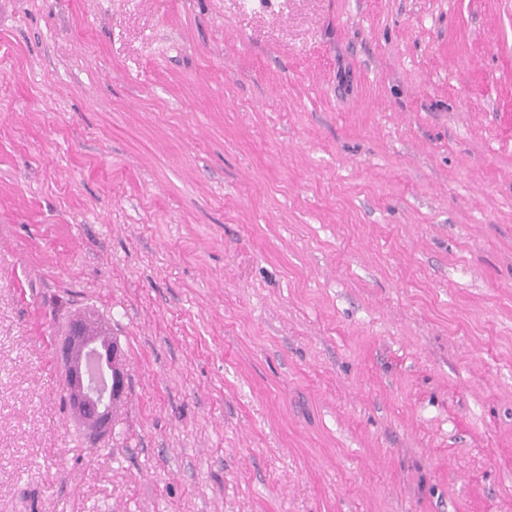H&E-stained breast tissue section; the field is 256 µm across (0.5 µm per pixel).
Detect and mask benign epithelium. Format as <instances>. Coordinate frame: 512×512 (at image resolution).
I'll return each instance as SVG.
<instances>
[{
    "label": "benign epithelium",
    "mask_w": 512,
    "mask_h": 512,
    "mask_svg": "<svg viewBox=\"0 0 512 512\" xmlns=\"http://www.w3.org/2000/svg\"><path fill=\"white\" fill-rule=\"evenodd\" d=\"M99 323L90 313L74 316L56 349L65 369L71 415L87 429L92 441L110 430L112 405L125 390L121 351Z\"/></svg>",
    "instance_id": "benign-epithelium-1"
}]
</instances>
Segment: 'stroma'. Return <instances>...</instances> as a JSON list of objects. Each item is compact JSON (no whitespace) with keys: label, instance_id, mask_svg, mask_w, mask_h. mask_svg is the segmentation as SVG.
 <instances>
[{"label":"stroma","instance_id":"stroma-1","mask_svg":"<svg viewBox=\"0 0 512 512\" xmlns=\"http://www.w3.org/2000/svg\"><path fill=\"white\" fill-rule=\"evenodd\" d=\"M0 512H512V0H0ZM99 323L94 314L74 316L56 349V357L65 369L71 415L87 429L91 441L110 430L112 405L125 390L121 351L107 331L92 327ZM96 356H101L104 364L102 373L96 366Z\"/></svg>","mask_w":512,"mask_h":512}]
</instances>
